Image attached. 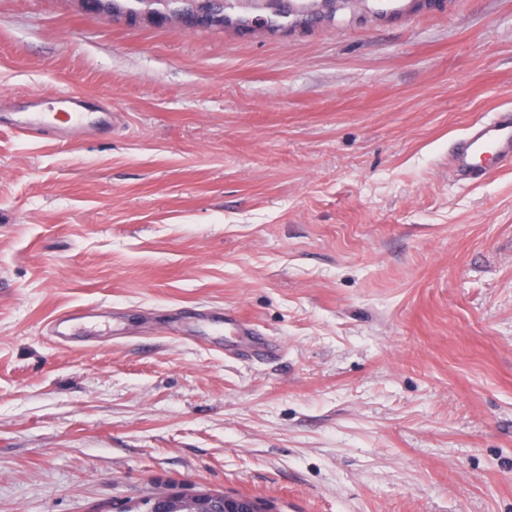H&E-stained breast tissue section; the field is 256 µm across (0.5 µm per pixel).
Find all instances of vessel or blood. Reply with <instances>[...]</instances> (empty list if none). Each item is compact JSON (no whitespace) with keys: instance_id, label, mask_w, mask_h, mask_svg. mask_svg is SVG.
I'll return each instance as SVG.
<instances>
[{"instance_id":"b4317fda","label":"vessel or blood","mask_w":512,"mask_h":512,"mask_svg":"<svg viewBox=\"0 0 512 512\" xmlns=\"http://www.w3.org/2000/svg\"><path fill=\"white\" fill-rule=\"evenodd\" d=\"M88 96L70 92L61 101L67 110L59 124H52L40 113L39 95H11L0 98V128L14 131L30 139L59 140L61 132L86 129L85 111ZM512 163V112L504 110L488 120H479L468 126L448 152V172L458 183L472 184L483 178L492 163ZM92 309L79 307L53 316L50 334L57 343L70 341L78 321L93 319ZM224 325L237 337L241 358L264 361L276 356L280 346L275 338L259 330L240 311L224 313Z\"/></svg>"}]
</instances>
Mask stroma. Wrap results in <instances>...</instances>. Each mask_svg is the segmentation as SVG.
<instances>
[{
    "instance_id": "35a3bbf8",
    "label": "stroma",
    "mask_w": 512,
    "mask_h": 512,
    "mask_svg": "<svg viewBox=\"0 0 512 512\" xmlns=\"http://www.w3.org/2000/svg\"><path fill=\"white\" fill-rule=\"evenodd\" d=\"M72 90L114 131L0 129V512H512V167L448 174L512 109V0L275 33L0 0V95ZM74 307L117 317L63 347ZM94 311H96V309L79 307L56 314L50 321V336H52L57 343L65 344L71 340V336H77L74 327L79 320L87 321L108 317L106 312L93 313ZM224 329L227 327L238 336L240 347L238 355L250 361H264L276 356L280 346L275 338L259 330L256 325L240 311L224 310ZM180 500L176 494L159 491L144 502L145 512H177ZM190 499L197 503L195 512H252L254 509L250 500L227 495L194 494Z\"/></svg>"
}]
</instances>
